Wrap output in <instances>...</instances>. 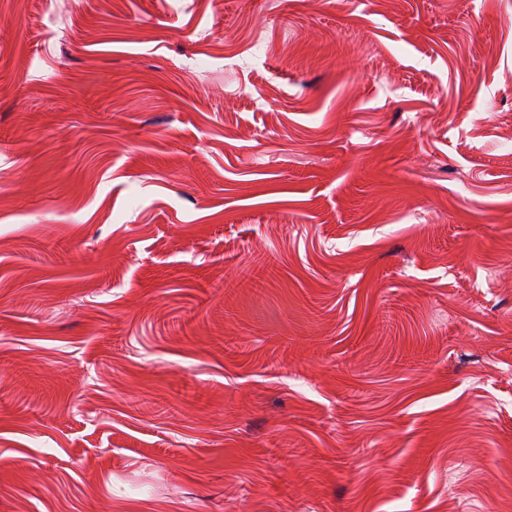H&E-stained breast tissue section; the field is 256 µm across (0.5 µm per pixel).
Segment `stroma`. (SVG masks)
<instances>
[{
  "label": "stroma",
  "mask_w": 512,
  "mask_h": 512,
  "mask_svg": "<svg viewBox=\"0 0 512 512\" xmlns=\"http://www.w3.org/2000/svg\"><path fill=\"white\" fill-rule=\"evenodd\" d=\"M0 512H512V0H0Z\"/></svg>",
  "instance_id": "obj_1"
}]
</instances>
